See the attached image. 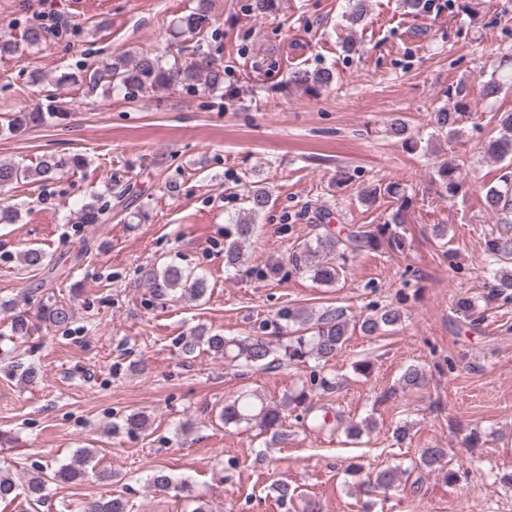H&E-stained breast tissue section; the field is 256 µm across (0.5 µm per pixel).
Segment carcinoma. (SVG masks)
I'll return each mask as SVG.
<instances>
[{
    "mask_svg": "<svg viewBox=\"0 0 512 512\" xmlns=\"http://www.w3.org/2000/svg\"><path fill=\"white\" fill-rule=\"evenodd\" d=\"M348 10L343 20L350 26L363 22L367 14L368 0H347ZM406 7L415 16L431 10L434 0H404ZM438 10L457 7L453 0H445L436 6ZM213 28V19L208 0H198V4L177 20L176 33H188L194 37L204 36ZM43 39V30L36 26L24 29L21 41H1L0 55L12 54L21 45L34 46ZM512 65V54H505L492 66L489 79L483 84V96L494 97L502 88V72ZM334 74L327 69L313 71L304 68L288 70V87L317 96L333 81ZM81 81L89 93L101 86L120 88L129 98H155L159 93L175 87L206 90L224 84V67L196 52V58L187 60L179 55L167 59L163 55H117L100 66L83 71ZM448 103L431 112L433 131L429 139L456 136L459 125L471 118L472 102L467 86L463 83L448 86ZM46 111L36 110L27 113L31 123L38 125L46 116L64 115L62 102L53 95L47 96ZM495 130L486 147V153L497 161H512V112L495 115ZM390 133L402 141L408 152L422 148L420 134L412 133L408 123L396 119L390 124ZM84 165L79 156H50L37 163L35 167L19 166L0 162V187L26 181L33 176L42 180H51L66 169H77ZM433 179L450 198L456 197L467 185L466 177L460 168L443 162L433 170ZM379 199L395 202V210L383 217L378 224L360 225L346 234L326 231L313 239L297 245L291 255V264L297 271L310 272L315 281L332 284L339 281L345 273L344 260L349 256L363 253L390 250L401 252L406 247L404 231L405 217L410 208L411 199L405 190L395 181L381 182L364 192L362 201L373 204ZM247 202L249 208L231 223L224 225V265L227 268L243 266V247L254 237L255 218L262 213L269 202V195L263 189L250 191ZM487 210L496 219L488 225L483 237V254L489 280L486 282L484 300L487 303L512 299V171L500 175L498 184L488 188L485 194ZM108 204L97 202L83 206L79 212L80 224H104L109 220L106 215ZM22 262L35 268L48 264L47 255L39 248H29L21 255ZM144 278L154 299L166 302L170 299L197 301L207 291L205 277L188 271L175 262L161 266H151L144 271ZM39 318L50 330L66 334L70 330L74 313L72 307L50 296L41 301ZM9 336H29L35 330L26 312L9 308ZM402 310L393 305H384L371 309V312L358 320L359 329L366 336H378L401 322ZM259 330L271 331L269 336L226 337L221 333H212L204 327L194 329L180 339V352L190 356L204 346L206 350L224 357L229 362H239L246 366H258L264 370L273 369L284 363L301 364L311 360L326 365L345 347L349 340L350 322L344 310L327 309L314 315L302 309L284 308L277 318L263 322ZM426 380L423 369L416 365L408 366L400 377L406 389L419 388ZM338 387L336 377L314 369L306 384L292 393L284 394L280 400L272 402L256 390L243 389L233 399L224 404L217 415L224 427L244 424L258 430V435L270 437V440L283 443L288 440L285 428L286 415L294 414V420L300 424L311 422L310 428L320 432L330 425L325 415L313 413L311 393L316 391L333 392ZM147 419L139 412L127 415L122 428L133 434L145 430ZM445 448H425L421 451L414 468L435 470L442 466L447 457ZM92 461V450H77L75 463L61 465L55 469L40 465L34 468L24 487V493L34 501L44 497L48 482L59 486L68 485L87 474L86 466ZM348 472L360 478L359 491L364 494L386 493L398 486L409 470L399 466H386L374 472L364 474L359 465H351ZM149 484L156 491L170 489L183 491L186 482H176L163 468L153 471ZM18 485L6 469H0V503L10 504L18 496ZM276 502L283 506L298 497L296 489L286 482L274 484ZM81 512H128V503L118 497L94 499L83 504Z\"/></svg>",
    "mask_w": 512,
    "mask_h": 512,
    "instance_id": "cac0c4a2",
    "label": "carcinoma"
}]
</instances>
